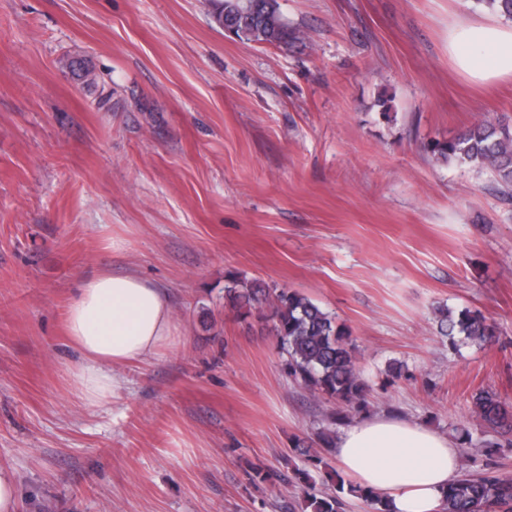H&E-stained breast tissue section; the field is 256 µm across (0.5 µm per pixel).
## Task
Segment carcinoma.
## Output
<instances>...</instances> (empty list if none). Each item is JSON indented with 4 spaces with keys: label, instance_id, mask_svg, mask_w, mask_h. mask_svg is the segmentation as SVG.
<instances>
[{
    "label": "carcinoma",
    "instance_id": "1",
    "mask_svg": "<svg viewBox=\"0 0 512 512\" xmlns=\"http://www.w3.org/2000/svg\"><path fill=\"white\" fill-rule=\"evenodd\" d=\"M214 20L246 43L280 46L303 37L283 15L279 0H216ZM428 152L436 161L491 171L501 190L512 195V126L481 118L456 137L429 143ZM224 301L239 317L246 319L256 311L271 323L277 345L286 355L288 375L303 384L311 396L351 409L365 407L369 386L358 368L357 345L349 328L335 315L297 291L235 278L224 286ZM438 328L453 344L460 341L485 346L496 336L495 325L469 308L456 312L438 309ZM471 399L472 416L487 435L483 447L499 457L492 464L463 470L448 486L441 512H512V472L506 469L508 455L503 453L512 448V404L490 387L478 389ZM249 476L254 484L288 482L298 489L312 512H343L340 493L344 491L369 502L374 512H390L383 496L352 483L346 485L340 477L336 494L318 489L309 470L299 467L288 478L253 465Z\"/></svg>",
    "mask_w": 512,
    "mask_h": 512
}]
</instances>
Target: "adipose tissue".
<instances>
[{"label": "adipose tissue", "instance_id": "adipose-tissue-1", "mask_svg": "<svg viewBox=\"0 0 512 512\" xmlns=\"http://www.w3.org/2000/svg\"><path fill=\"white\" fill-rule=\"evenodd\" d=\"M448 57L476 85L512 77V24L497 13L448 18ZM78 396L102 406L122 386L120 367L154 356L179 329L166 290L133 271L84 276L65 313ZM461 450L448 435L386 414L356 419L338 434L335 455L354 484L381 494L391 512H439L459 473Z\"/></svg>", "mask_w": 512, "mask_h": 512}]
</instances>
